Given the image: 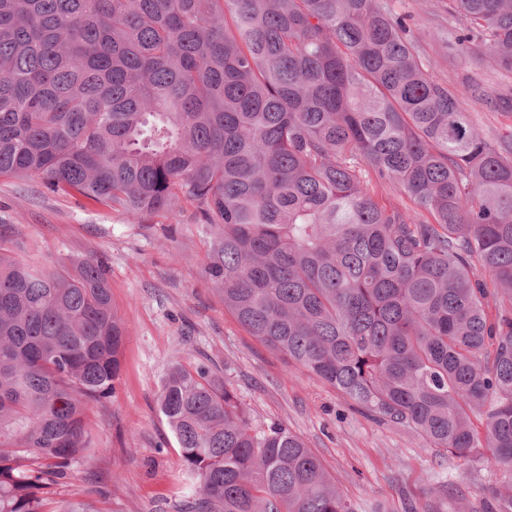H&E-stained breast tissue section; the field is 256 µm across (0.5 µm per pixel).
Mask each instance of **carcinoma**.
Returning a JSON list of instances; mask_svg holds the SVG:
<instances>
[{
	"label": "carcinoma",
	"instance_id": "1",
	"mask_svg": "<svg viewBox=\"0 0 512 512\" xmlns=\"http://www.w3.org/2000/svg\"><path fill=\"white\" fill-rule=\"evenodd\" d=\"M393 2L0 0V176L134 219L192 206L245 329L378 421L488 450L512 512V134L474 126L488 88L435 79ZM448 15V49L512 78V0ZM124 340L102 262L0 246V512H96L50 495ZM158 406L188 512H356L209 362L174 360ZM372 190L377 200L386 205L410 207L412 204L397 187L389 182H373Z\"/></svg>",
	"mask_w": 512,
	"mask_h": 512
}]
</instances>
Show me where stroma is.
Here are the masks:
<instances>
[{
    "mask_svg": "<svg viewBox=\"0 0 512 512\" xmlns=\"http://www.w3.org/2000/svg\"><path fill=\"white\" fill-rule=\"evenodd\" d=\"M396 9L411 15L412 36L438 79L459 90L477 79L503 92L483 60L431 40L430 31L448 25V0H397ZM11 241L25 258L52 266L102 261L126 332L115 391L89 412L92 460L74 463L52 500L86 501L96 512H176L187 491L157 406L160 380L176 358L209 359L258 421L282 423L304 440L358 512H409L414 502L458 512L462 499L481 512L503 479L487 453L451 456L373 419L244 330L202 273L208 238L191 208L174 227L163 218L134 223L76 192L49 193L2 176L0 242Z\"/></svg>",
    "mask_w": 512,
    "mask_h": 512,
    "instance_id": "stroma-1",
    "label": "stroma"
}]
</instances>
